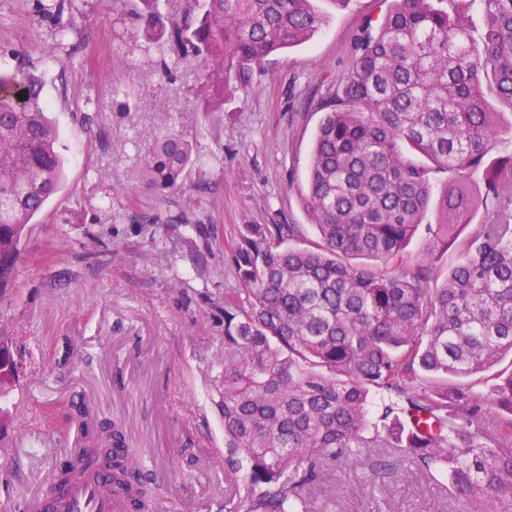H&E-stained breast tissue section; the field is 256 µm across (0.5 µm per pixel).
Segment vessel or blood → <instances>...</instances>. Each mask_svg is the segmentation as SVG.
<instances>
[{"label": "vessel or blood", "mask_w": 512, "mask_h": 512, "mask_svg": "<svg viewBox=\"0 0 512 512\" xmlns=\"http://www.w3.org/2000/svg\"><path fill=\"white\" fill-rule=\"evenodd\" d=\"M65 478L49 475L45 489L29 494L23 512H124L126 504L112 491V459L91 455L81 443L60 449Z\"/></svg>", "instance_id": "1"}]
</instances>
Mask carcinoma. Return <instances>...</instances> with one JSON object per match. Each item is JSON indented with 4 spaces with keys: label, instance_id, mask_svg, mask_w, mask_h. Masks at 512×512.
I'll list each match as a JSON object with an SVG mask.
<instances>
[{
    "label": "carcinoma",
    "instance_id": "1",
    "mask_svg": "<svg viewBox=\"0 0 512 512\" xmlns=\"http://www.w3.org/2000/svg\"><path fill=\"white\" fill-rule=\"evenodd\" d=\"M318 2L194 0L167 29L158 0H134L145 7L147 39L200 60L208 114L224 111V94L246 85L251 67L320 30ZM388 2L383 19L356 34L350 67L320 105L304 197L318 241L289 245L296 224L239 230L218 390L224 468L244 481L225 512H308L318 484L333 500L325 466L358 448L372 449L388 474L409 461L462 512H512V369L488 390L466 382L512 355V156L488 164L512 120L482 88L492 76L496 98L512 106V0H480L479 45L461 0ZM64 10L59 0L60 41L77 24ZM41 91L25 67L0 73V291L14 285L28 224L61 186L58 132ZM404 143L429 163L410 159ZM194 163L181 135L155 133L138 180L171 193ZM437 172L448 177L436 194ZM480 208L486 217L474 224ZM430 212L427 256L389 268ZM469 225L441 275L435 251ZM113 463L116 493L148 512L143 481L126 471L134 458Z\"/></svg>",
    "mask_w": 512,
    "mask_h": 512
}]
</instances>
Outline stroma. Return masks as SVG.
Wrapping results in <instances>:
<instances>
[{
    "instance_id": "stroma-1",
    "label": "stroma",
    "mask_w": 512,
    "mask_h": 512,
    "mask_svg": "<svg viewBox=\"0 0 512 512\" xmlns=\"http://www.w3.org/2000/svg\"><path fill=\"white\" fill-rule=\"evenodd\" d=\"M57 0H0V71L26 66L59 132L62 185L28 224L13 288L0 294V335L21 362L0 430V512L53 470L62 416L86 386L103 420L154 470V512H224L216 379L224 369V292L241 225L297 224L315 239L301 196L321 101L352 60L353 38L385 0H319L321 30L253 68L224 110L196 104L195 58L146 41L131 0H67L78 28L57 44L45 17ZM173 129L198 158L166 196L137 188L152 134ZM374 456L338 459L336 500L310 512H460L447 491L400 473L381 480Z\"/></svg>"
}]
</instances>
